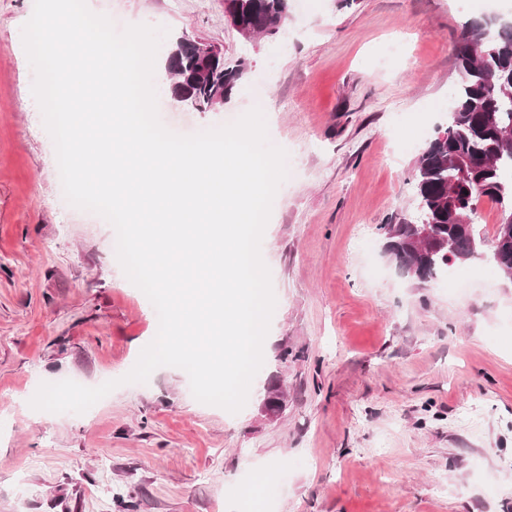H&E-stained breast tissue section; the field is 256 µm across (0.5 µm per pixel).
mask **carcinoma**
Instances as JSON below:
<instances>
[{
	"mask_svg": "<svg viewBox=\"0 0 512 512\" xmlns=\"http://www.w3.org/2000/svg\"><path fill=\"white\" fill-rule=\"evenodd\" d=\"M240 23L261 35L276 34L288 18V0H225ZM488 24L468 21L456 45L458 79L452 92L444 135L436 136L414 167L417 222L405 219L384 225L385 251L396 263L425 282L456 262L482 258L512 281V227L495 230L491 253L483 254V237L463 217L477 197L512 211V24L501 26L492 39ZM167 69L177 79L175 94L204 109L227 100L245 76L243 63L218 59L209 75H197L200 62L176 38L167 55ZM431 225L445 247L416 239L417 225Z\"/></svg>",
	"mask_w": 512,
	"mask_h": 512,
	"instance_id": "obj_1",
	"label": "carcinoma"
}]
</instances>
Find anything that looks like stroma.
<instances>
[{"instance_id": "obj_1", "label": "stroma", "mask_w": 512, "mask_h": 512, "mask_svg": "<svg viewBox=\"0 0 512 512\" xmlns=\"http://www.w3.org/2000/svg\"><path fill=\"white\" fill-rule=\"evenodd\" d=\"M87 5L118 29H167L154 86L168 130L263 110L290 161L261 243L276 307L238 413L197 401L177 367L123 383L158 315L113 226L66 200L22 43L34 0H0V512H512V281L419 282L381 230L416 213L415 162L447 126L431 106L483 0H290L257 41L224 0ZM185 35L246 62L223 105L172 98L166 55ZM275 378L286 402L270 419ZM65 379L118 386L82 414L30 407Z\"/></svg>"}]
</instances>
